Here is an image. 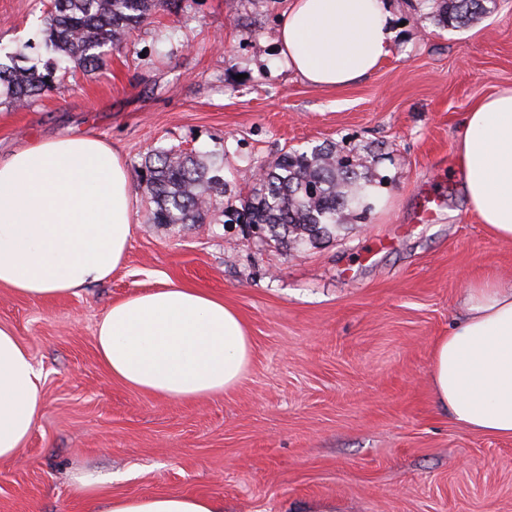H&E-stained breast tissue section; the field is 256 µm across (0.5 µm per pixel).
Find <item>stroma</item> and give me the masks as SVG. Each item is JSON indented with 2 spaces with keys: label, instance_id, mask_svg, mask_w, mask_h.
I'll use <instances>...</instances> for the list:
<instances>
[{
  "label": "stroma",
  "instance_id": "1",
  "mask_svg": "<svg viewBox=\"0 0 512 512\" xmlns=\"http://www.w3.org/2000/svg\"><path fill=\"white\" fill-rule=\"evenodd\" d=\"M392 53L343 89L278 64L287 0H174L115 46L101 69L67 72L26 108L0 105V156L90 131L137 172L175 148L224 167L232 199L288 148L335 143L375 179L366 218L285 248L213 211L180 227L151 220L132 182L123 264L76 295L0 287L10 325L44 380L30 438L0 460V512H83L77 477L108 495L170 491L224 512H512V439L455 425L430 383L435 338L473 281L512 282V241L471 213L455 142L480 98L512 88V0L461 28L442 0H386ZM48 0H0V51L20 52ZM174 283L223 295L253 359L233 390L183 404L130 389L101 364L96 326L112 302Z\"/></svg>",
  "mask_w": 512,
  "mask_h": 512
}]
</instances>
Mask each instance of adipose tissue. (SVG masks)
<instances>
[{
    "label": "adipose tissue",
    "instance_id": "ef3b65f1",
    "mask_svg": "<svg viewBox=\"0 0 512 512\" xmlns=\"http://www.w3.org/2000/svg\"><path fill=\"white\" fill-rule=\"evenodd\" d=\"M392 38L382 0H290L277 28L288 70L329 89L374 72ZM455 159L472 213L512 241V89L473 105ZM130 184L119 151L91 133L42 140L0 160V286L36 299L109 279L132 235ZM96 341L113 380L182 403L236 388L252 356L236 309L206 289L175 284L113 303ZM430 382L459 426L512 439V284H470L465 316L433 343ZM42 408L41 373L0 324V460L22 448ZM75 494L92 512H224L222 500L182 492L107 495L93 474L79 478Z\"/></svg>",
    "mask_w": 512,
    "mask_h": 512
}]
</instances>
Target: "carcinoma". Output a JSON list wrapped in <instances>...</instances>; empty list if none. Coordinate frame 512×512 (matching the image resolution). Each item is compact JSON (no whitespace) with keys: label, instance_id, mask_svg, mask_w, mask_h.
<instances>
[{"label":"carcinoma","instance_id":"1","mask_svg":"<svg viewBox=\"0 0 512 512\" xmlns=\"http://www.w3.org/2000/svg\"><path fill=\"white\" fill-rule=\"evenodd\" d=\"M167 0H51L44 18L42 39L29 43L37 51L53 53L43 66L23 54L0 61V95L13 106L32 103L54 91L59 73L72 68H100L126 34L164 7ZM496 7V0H444L442 21L461 27ZM221 168L202 155L156 149L145 157L139 179L154 204L156 224H202L213 209L224 205L226 183ZM373 178L358 170L333 144L309 150L291 149L268 163L259 187L225 205L233 222L258 224L264 238L284 246H304L336 233L346 214L364 216L370 203Z\"/></svg>","mask_w":512,"mask_h":512}]
</instances>
